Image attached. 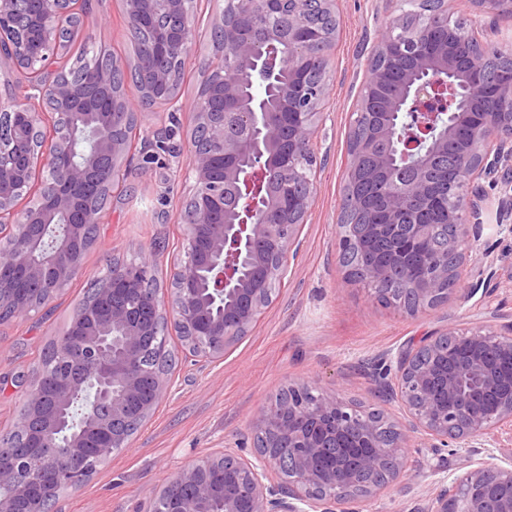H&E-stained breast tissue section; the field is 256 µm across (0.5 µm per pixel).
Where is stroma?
Listing matches in <instances>:
<instances>
[{"mask_svg": "<svg viewBox=\"0 0 512 512\" xmlns=\"http://www.w3.org/2000/svg\"><path fill=\"white\" fill-rule=\"evenodd\" d=\"M86 2L82 26L58 67L72 66L85 46L123 57L131 50L121 0ZM223 7L224 0H192L196 39L180 88L184 106L176 112L165 105L143 110L123 165V186L113 191L98 238L74 279L39 311L0 321V432L12 427L26 400L24 387L14 386L13 378L31 376L48 341L66 329L86 288L106 275L112 260L149 257V273L161 297H168L174 265L187 245L180 211L193 186L189 105L199 94L205 64L214 58L212 28ZM397 8V0H338L330 95L312 144L317 192L297 229L298 253L269 306L220 360L191 355L177 335H170L175 363L168 392L127 448L112 453L84 484L60 496L58 512H149L150 491L161 490L180 469L223 453L225 444L240 442V455L252 456L257 410L294 381L310 379L364 410L392 413V405L364 375L363 364L451 326L469 329L512 320V208L501 204L512 188L502 179L481 183L488 229L462 278L463 286H479L468 302L452 298L411 316L378 304L364 284L347 278L339 262L348 132L368 59ZM468 467V456L452 447L410 449L402 483L389 485L359 508L415 512L421 495Z\"/></svg>", "mask_w": 512, "mask_h": 512, "instance_id": "stroma-1", "label": "stroma"}]
</instances>
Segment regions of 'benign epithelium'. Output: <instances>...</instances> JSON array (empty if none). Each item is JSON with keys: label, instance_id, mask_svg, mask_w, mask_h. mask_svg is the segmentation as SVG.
Wrapping results in <instances>:
<instances>
[{"label": "benign epithelium", "instance_id": "7a95c632", "mask_svg": "<svg viewBox=\"0 0 512 512\" xmlns=\"http://www.w3.org/2000/svg\"><path fill=\"white\" fill-rule=\"evenodd\" d=\"M337 0H225L216 22L217 47L225 64L251 74L266 73V94L275 110L248 107L233 78L212 71L202 95L190 103L194 114L192 176L185 205L188 224L183 266L171 284V311L163 299L144 288L149 260L131 263L113 274L112 287L101 292L70 319L75 347L60 355L67 378L46 396L30 387L27 415L19 429L43 425L41 441L24 449V466L13 452L0 450V489L19 485L35 471L40 497L22 504L0 493V512H46L45 503L80 486L112 452L128 447L121 430L131 415L146 420L167 393L164 374L145 365V349L167 352L161 320L175 325L189 349L221 359L248 332L284 278L295 231L305 222L316 192L306 159L329 96L325 51L337 27ZM475 18L512 17V0H466ZM79 0H0V67L26 75L32 93L0 104V219L21 227L25 243L0 248V311L26 315L34 302L5 293L22 272L51 296L68 284L90 248L89 229L98 223L111 196L112 176L128 154L126 134L137 105L118 78L119 63L92 72L96 93L71 75L49 72L53 58L66 50L70 33L82 24ZM434 16L444 17L448 34L460 21L448 0ZM129 25L152 22L156 38L140 46L135 66L145 101L175 106L180 102L178 64L194 41L189 0H123ZM419 17L393 15L372 53L359 112L369 121L349 134L344 202L361 206L360 186L374 187L399 168L413 170L403 191L384 194L380 211L366 224H341V253L369 251L384 242L416 309H431L455 297L467 302L474 288L448 290L441 283L461 281L468 257L466 243L480 236V198L472 188L512 161V72L498 79L468 67L448 41L416 47ZM288 31L295 57L311 66H283L270 52L273 30ZM472 51L495 49L512 58V44H492L482 24L471 28ZM90 147L76 150L78 133ZM458 150L456 178L435 188L425 176L429 161ZM288 167L294 180L276 191L264 188ZM453 199L444 214L452 232L444 249L457 257L453 268L434 262L421 274L408 260L424 241L418 214L426 204ZM390 265L373 260L362 270V283L373 295L382 291ZM462 349V359L448 364V343ZM432 351L428 365L419 354ZM512 321L467 331L450 327L428 336L418 349L402 347L395 365L388 357L375 367L388 400L402 409L405 422L389 417L369 420L361 407L313 381L288 386L278 403L260 408L254 418L256 453L243 458L226 449L170 477L176 492L169 512H337L340 504L374 496L375 482H389L406 471L411 435L419 448L455 447L478 455L477 441L512 432ZM92 390L86 424L64 442L72 395ZM51 399L46 405L45 398ZM393 432L387 445L375 443L379 428ZM224 472V484L212 472ZM422 512H512V462L483 459L448 478L426 498Z\"/></svg>", "mask_w": 512, "mask_h": 512}]
</instances>
